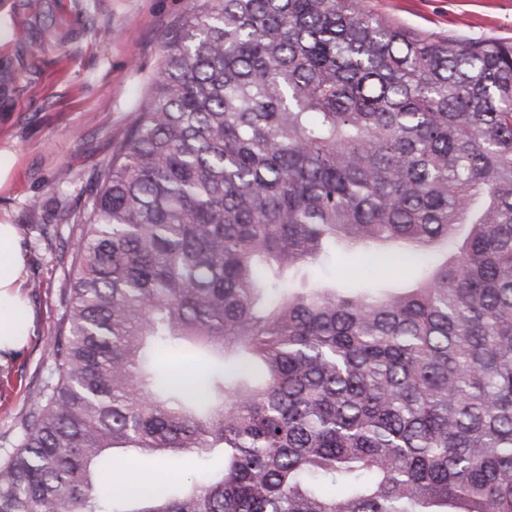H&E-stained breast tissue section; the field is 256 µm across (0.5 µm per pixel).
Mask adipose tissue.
<instances>
[{"instance_id":"1","label":"adipose tissue","mask_w":512,"mask_h":512,"mask_svg":"<svg viewBox=\"0 0 512 512\" xmlns=\"http://www.w3.org/2000/svg\"><path fill=\"white\" fill-rule=\"evenodd\" d=\"M16 225L0 222V353H14L27 343L33 325L23 291L26 260Z\"/></svg>"}]
</instances>
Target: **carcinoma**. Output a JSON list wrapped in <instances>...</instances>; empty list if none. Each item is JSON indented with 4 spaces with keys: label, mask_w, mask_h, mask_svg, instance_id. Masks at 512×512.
I'll return each mask as SVG.
<instances>
[{
    "label": "carcinoma",
    "mask_w": 512,
    "mask_h": 512,
    "mask_svg": "<svg viewBox=\"0 0 512 512\" xmlns=\"http://www.w3.org/2000/svg\"><path fill=\"white\" fill-rule=\"evenodd\" d=\"M91 179L0 512H512L511 42L192 0ZM336 245L421 278L306 284ZM216 453L170 491L102 488ZM126 461H132L133 465L115 470L112 475L114 483L123 481L128 471L132 469H144L151 474L152 480L157 482L156 486H162L172 477L173 472H176L181 477L203 478L212 469L222 464V460L218 456L206 460L166 458L155 459L147 463L134 459Z\"/></svg>",
    "instance_id": "1"
}]
</instances>
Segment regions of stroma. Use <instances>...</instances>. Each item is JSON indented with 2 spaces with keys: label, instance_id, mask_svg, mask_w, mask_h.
Masks as SVG:
<instances>
[{
  "label": "stroma",
  "instance_id": "35a3bbf8",
  "mask_svg": "<svg viewBox=\"0 0 512 512\" xmlns=\"http://www.w3.org/2000/svg\"><path fill=\"white\" fill-rule=\"evenodd\" d=\"M0 0V156L12 173L0 186V221L23 236L33 309L26 346L0 367V449L31 409V397L48 378L44 351L64 311L68 228L60 209L83 211L91 174L111 155L144 105L149 80L161 61L166 32L189 0ZM368 11L415 34L435 39L494 37L512 41V0H364ZM116 30L103 42L99 30ZM70 184L56 181L60 168ZM40 202L32 210V202ZM220 458L134 461L157 484L172 475L202 478Z\"/></svg>",
  "mask_w": 512,
  "mask_h": 512
}]
</instances>
